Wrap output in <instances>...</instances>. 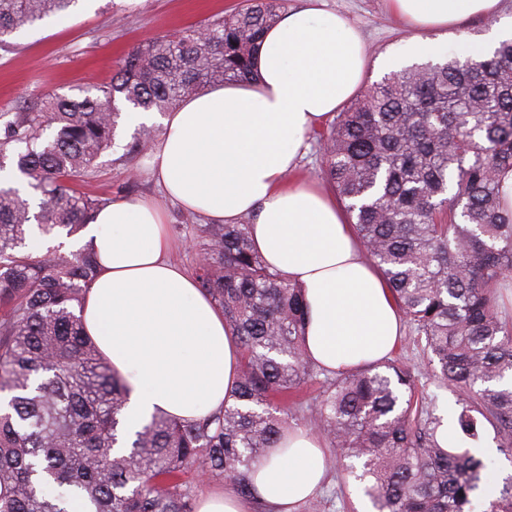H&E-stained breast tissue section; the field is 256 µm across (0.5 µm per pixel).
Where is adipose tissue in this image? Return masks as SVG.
I'll use <instances>...</instances> for the list:
<instances>
[{
  "instance_id": "ef3b65f1",
  "label": "adipose tissue",
  "mask_w": 512,
  "mask_h": 512,
  "mask_svg": "<svg viewBox=\"0 0 512 512\" xmlns=\"http://www.w3.org/2000/svg\"><path fill=\"white\" fill-rule=\"evenodd\" d=\"M389 2L414 29L482 17L493 37L512 38L500 0ZM366 62V47L344 16L314 4L287 10L254 56L255 80L216 84L180 100L163 116L150 160L164 195L183 209L218 224L250 216L257 251L304 291L309 357L335 372L388 357L402 320L334 197L288 176L307 134L356 93ZM81 244L98 262L81 313L84 332L126 378L131 420L157 410L195 420L222 409L238 377L240 347L223 312L170 261L161 205L109 204L86 226ZM323 445L320 435L296 431L287 453L271 451L254 466L252 499L228 485L202 495L197 512H250L256 502L288 512L321 486Z\"/></svg>"
}]
</instances>
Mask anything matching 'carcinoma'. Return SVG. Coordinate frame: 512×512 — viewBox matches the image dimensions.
I'll use <instances>...</instances> for the list:
<instances>
[{"mask_svg":"<svg viewBox=\"0 0 512 512\" xmlns=\"http://www.w3.org/2000/svg\"><path fill=\"white\" fill-rule=\"evenodd\" d=\"M78 2L0 0V44ZM282 5L249 0L140 43L96 92L53 94L0 122V173L18 171L40 193L33 214L18 191L0 189V393H11L0 409V512H196L192 472L227 475L248 499L253 466L310 410L376 512H512V477L491 482L475 450L488 424L512 460V317L500 295L512 213L498 185L512 170V39L485 58L436 53L394 71L311 134L413 345L456 392L446 418L395 359L315 366L302 289L270 270L241 219L192 229L197 286L241 349L233 401L199 420L156 411L131 430L127 383L76 314L96 258L41 249L46 236L77 235L103 204L71 184L111 147L118 104L163 113L212 84L253 79Z\"/></svg>","mask_w":512,"mask_h":512,"instance_id":"1","label":"carcinoma"}]
</instances>
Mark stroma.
I'll use <instances>...</instances> for the list:
<instances>
[{"instance_id":"35a3bbf8","label":"stroma","mask_w":512,"mask_h":512,"mask_svg":"<svg viewBox=\"0 0 512 512\" xmlns=\"http://www.w3.org/2000/svg\"><path fill=\"white\" fill-rule=\"evenodd\" d=\"M238 0H80L61 22L45 21L9 37L0 46V112H15L47 94H75L110 82L120 60L134 46L157 35L204 24L224 14ZM322 9L347 16L357 27L368 51L364 85L381 79L391 63L413 53L419 31L411 29L388 7V0H321ZM143 128L122 114L111 147L102 155L84 188L118 202L124 199L161 200L149 174V155L129 157L128 146ZM172 238L170 258L192 272L195 252L191 228L197 215L177 205L165 206ZM394 357L415 366L440 413L454 406L451 388L433 381L430 370L409 337H401ZM330 501L325 512H357L361 485L337 467L329 469L324 490Z\"/></svg>"}]
</instances>
